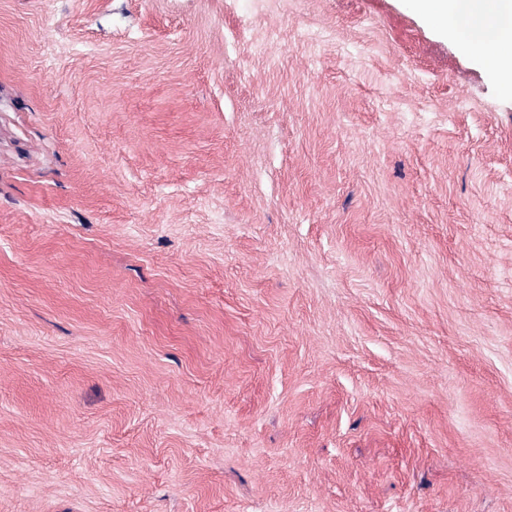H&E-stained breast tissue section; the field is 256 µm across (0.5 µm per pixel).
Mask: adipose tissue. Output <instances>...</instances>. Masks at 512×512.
I'll return each instance as SVG.
<instances>
[{
  "instance_id": "obj_1",
  "label": "adipose tissue",
  "mask_w": 512,
  "mask_h": 512,
  "mask_svg": "<svg viewBox=\"0 0 512 512\" xmlns=\"http://www.w3.org/2000/svg\"><path fill=\"white\" fill-rule=\"evenodd\" d=\"M512 95V0H413Z\"/></svg>"
}]
</instances>
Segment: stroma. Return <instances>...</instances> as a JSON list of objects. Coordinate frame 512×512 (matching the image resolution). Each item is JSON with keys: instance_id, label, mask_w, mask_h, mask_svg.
<instances>
[{"instance_id": "35a3bbf8", "label": "stroma", "mask_w": 512, "mask_h": 512, "mask_svg": "<svg viewBox=\"0 0 512 512\" xmlns=\"http://www.w3.org/2000/svg\"><path fill=\"white\" fill-rule=\"evenodd\" d=\"M0 512H512V96L411 0H0Z\"/></svg>"}]
</instances>
